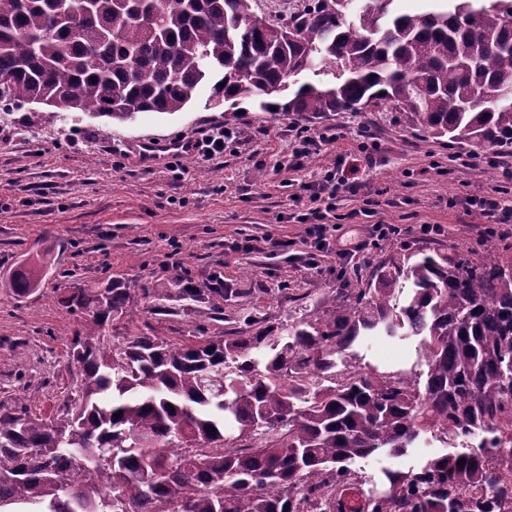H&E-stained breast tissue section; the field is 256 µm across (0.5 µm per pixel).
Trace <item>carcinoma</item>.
<instances>
[{
	"mask_svg": "<svg viewBox=\"0 0 512 512\" xmlns=\"http://www.w3.org/2000/svg\"><path fill=\"white\" fill-rule=\"evenodd\" d=\"M392 2L311 0L286 24L253 28L252 0H0V102L130 122L180 112L209 83L234 112L252 97L315 120L390 105L452 142L512 147V0H441L422 15ZM307 71L317 80L288 100L262 99ZM174 283L196 304L224 296L221 284ZM36 285L20 271L13 291ZM135 297L57 295L88 315L69 345L75 393L53 416L0 413V512H303L324 472L362 494V512H493L512 500V480L487 459L512 461V258L402 248L289 323L248 315L229 336L114 342L106 325ZM368 336L419 338L423 370L394 381L360 364L354 347ZM424 434L452 451L384 467L373 489L356 481L353 462L403 458Z\"/></svg>",
	"mask_w": 512,
	"mask_h": 512,
	"instance_id": "obj_1",
	"label": "carcinoma"
}]
</instances>
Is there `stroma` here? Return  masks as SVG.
<instances>
[{
    "label": "stroma",
    "instance_id": "1",
    "mask_svg": "<svg viewBox=\"0 0 512 512\" xmlns=\"http://www.w3.org/2000/svg\"><path fill=\"white\" fill-rule=\"evenodd\" d=\"M209 87H201L182 112H143L118 123L63 108L25 104L0 108V403L23 402L39 416L55 414L73 383L68 344L84 322L56 303L58 288L141 290L180 275L201 288L224 274L233 294L216 308L178 307L163 314L153 297L112 324L115 338L154 329L178 341L201 333L220 336L253 314L284 322L311 300L338 287L336 258L309 268L304 210L289 185L317 183L325 170L354 169L361 189L337 197L345 224L370 229L396 224L399 237L381 240L358 260L365 279L394 248L476 253L512 246V223L495 224L469 206L468 197L495 195L512 209V184L502 176L508 153L492 156L467 144L433 138L408 126L385 106L336 112L305 121L249 107L224 116ZM335 128L336 143L292 161L294 127ZM225 126L234 137L219 158L161 155L144 161L141 142L190 141L195 131ZM440 224L443 236L425 239L418 227ZM281 240L278 249H243L245 238ZM51 249L29 296L10 288L15 271ZM366 363L382 371L410 368L415 344L374 337L359 345Z\"/></svg>",
    "mask_w": 512,
    "mask_h": 512
}]
</instances>
